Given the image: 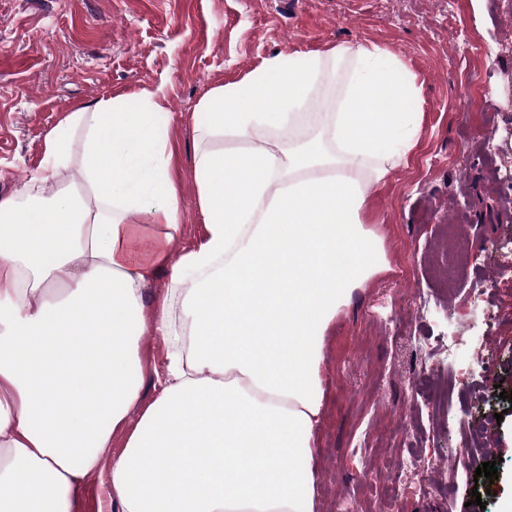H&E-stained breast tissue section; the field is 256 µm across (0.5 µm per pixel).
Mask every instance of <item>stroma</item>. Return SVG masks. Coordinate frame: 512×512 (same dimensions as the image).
<instances>
[{
    "label": "stroma",
    "instance_id": "35a3bbf8",
    "mask_svg": "<svg viewBox=\"0 0 512 512\" xmlns=\"http://www.w3.org/2000/svg\"><path fill=\"white\" fill-rule=\"evenodd\" d=\"M365 42L415 75L420 129L362 214L390 269L323 339L315 512H501L512 492V403L500 397L512 393V0H0V196L44 165L48 132L76 107L160 87L180 253L204 234L193 170L204 95L278 53ZM450 224L472 248L467 275L447 283ZM167 354L161 337H142V404L159 395ZM489 363L501 388L486 387ZM450 384L452 402L435 407ZM480 413L502 420L471 448L465 429ZM488 461L498 480L476 476Z\"/></svg>",
    "mask_w": 512,
    "mask_h": 512
}]
</instances>
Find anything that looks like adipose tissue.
Instances as JSON below:
<instances>
[{
	"label": "adipose tissue",
	"mask_w": 512,
	"mask_h": 512,
	"mask_svg": "<svg viewBox=\"0 0 512 512\" xmlns=\"http://www.w3.org/2000/svg\"><path fill=\"white\" fill-rule=\"evenodd\" d=\"M328 60L347 71L325 136L284 148L277 133L299 126ZM417 93L403 64L367 43L281 53L212 89L194 157L205 233L176 259L161 92L99 100L47 134L49 164L0 197V512H81L83 482L100 471L118 512H315L322 338L387 268L361 215L384 161L414 143ZM78 134L85 153L64 184ZM218 137L243 147L209 148ZM138 239L151 249L133 252ZM164 272L190 345L169 299L145 313ZM148 334L168 344V364L143 407Z\"/></svg>",
	"instance_id": "obj_1"
}]
</instances>
